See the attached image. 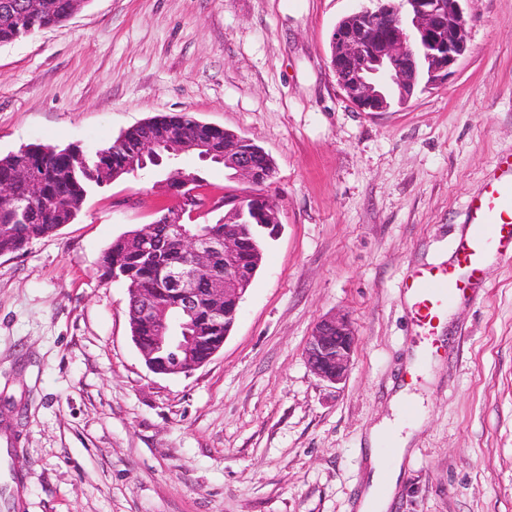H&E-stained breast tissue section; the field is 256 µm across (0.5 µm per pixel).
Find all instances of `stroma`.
I'll return each instance as SVG.
<instances>
[{
	"label": "stroma",
	"mask_w": 512,
	"mask_h": 512,
	"mask_svg": "<svg viewBox=\"0 0 512 512\" xmlns=\"http://www.w3.org/2000/svg\"><path fill=\"white\" fill-rule=\"evenodd\" d=\"M359 4L88 0L0 45V156L93 150L186 112L270 155L282 222L223 348L188 374L147 368L127 288L102 275L113 240L174 205L155 178L112 182L0 255V399L23 412L0 422V493L20 478L21 512H358L385 419L411 435L389 512H512V263L488 264L422 360L420 421L393 402L425 346L403 283L453 260L467 200L512 152V0H465L453 73L385 112L329 65ZM335 314L357 337L337 385L305 358Z\"/></svg>",
	"instance_id": "1"
}]
</instances>
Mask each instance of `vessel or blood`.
<instances>
[{
    "mask_svg": "<svg viewBox=\"0 0 512 512\" xmlns=\"http://www.w3.org/2000/svg\"><path fill=\"white\" fill-rule=\"evenodd\" d=\"M465 222L468 235L456 249L454 265L417 269L405 282L412 317L434 353L440 318L481 286L488 256L512 262V155L500 156L482 191L470 197Z\"/></svg>",
    "mask_w": 512,
    "mask_h": 512,
    "instance_id": "1",
    "label": "vessel or blood"
}]
</instances>
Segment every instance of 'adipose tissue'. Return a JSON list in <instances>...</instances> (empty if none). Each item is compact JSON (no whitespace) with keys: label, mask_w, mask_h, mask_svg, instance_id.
I'll return each instance as SVG.
<instances>
[{"label":"adipose tissue","mask_w":512,"mask_h":512,"mask_svg":"<svg viewBox=\"0 0 512 512\" xmlns=\"http://www.w3.org/2000/svg\"><path fill=\"white\" fill-rule=\"evenodd\" d=\"M398 425H380L375 427L370 435L371 442H379L387 433H396V461H388L381 456L378 451H371L369 461L371 463L372 473L370 484L365 491L361 503V512H387L394 498L397 488V478L399 475L401 457H404L408 440L398 433Z\"/></svg>","instance_id":"adipose-tissue-1"}]
</instances>
